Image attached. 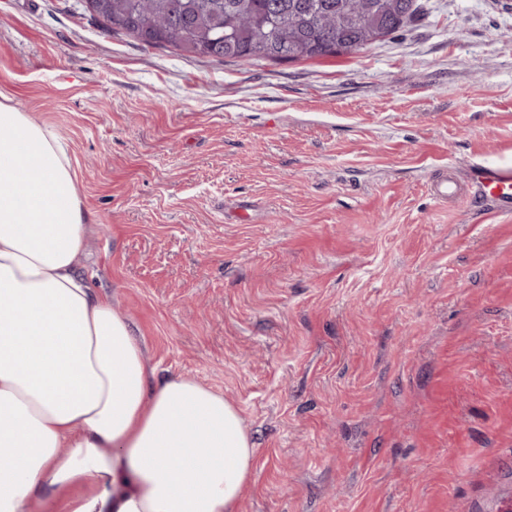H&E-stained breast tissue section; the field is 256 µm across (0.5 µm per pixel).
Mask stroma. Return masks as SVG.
<instances>
[{
	"mask_svg": "<svg viewBox=\"0 0 512 512\" xmlns=\"http://www.w3.org/2000/svg\"><path fill=\"white\" fill-rule=\"evenodd\" d=\"M421 3L351 54L219 62L0 0V94L68 148L92 286L254 438L239 512L512 507V218L429 191L512 168V0Z\"/></svg>",
	"mask_w": 512,
	"mask_h": 512,
	"instance_id": "stroma-1",
	"label": "stroma"
}]
</instances>
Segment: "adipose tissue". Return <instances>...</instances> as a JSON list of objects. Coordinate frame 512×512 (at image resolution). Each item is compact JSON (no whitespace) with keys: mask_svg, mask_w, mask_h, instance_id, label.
I'll return each mask as SVG.
<instances>
[{"mask_svg":"<svg viewBox=\"0 0 512 512\" xmlns=\"http://www.w3.org/2000/svg\"><path fill=\"white\" fill-rule=\"evenodd\" d=\"M65 144L0 102V512H237L255 442L193 378L157 380L82 272Z\"/></svg>","mask_w":512,"mask_h":512,"instance_id":"adipose-tissue-1","label":"adipose tissue"}]
</instances>
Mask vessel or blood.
I'll return each mask as SVG.
<instances>
[{
	"mask_svg": "<svg viewBox=\"0 0 512 512\" xmlns=\"http://www.w3.org/2000/svg\"><path fill=\"white\" fill-rule=\"evenodd\" d=\"M434 200L442 205L456 204L473 195H481L487 210L498 216H512V169L483 161L472 162L466 172L456 168L441 170L431 183Z\"/></svg>",
	"mask_w": 512,
	"mask_h": 512,
	"instance_id": "vessel-or-blood-1",
	"label": "vessel or blood"
}]
</instances>
